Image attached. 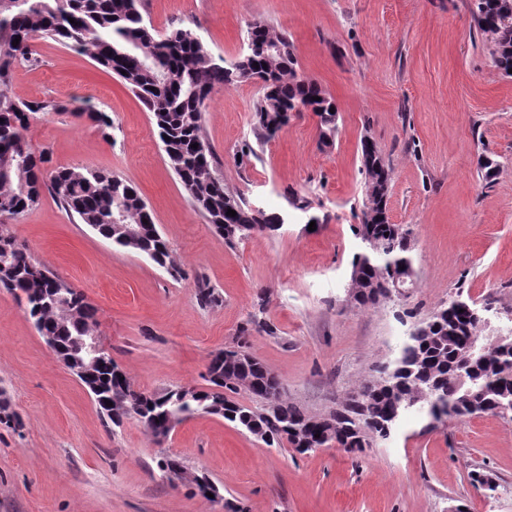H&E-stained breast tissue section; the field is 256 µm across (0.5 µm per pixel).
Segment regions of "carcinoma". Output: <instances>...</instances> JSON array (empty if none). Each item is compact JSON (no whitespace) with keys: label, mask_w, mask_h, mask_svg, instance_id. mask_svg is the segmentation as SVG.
<instances>
[{"label":"carcinoma","mask_w":512,"mask_h":512,"mask_svg":"<svg viewBox=\"0 0 512 512\" xmlns=\"http://www.w3.org/2000/svg\"><path fill=\"white\" fill-rule=\"evenodd\" d=\"M471 22L486 43L494 66L505 76L512 68V0H469ZM74 22H69V19ZM54 40L89 56L114 73L150 112L169 166L207 222L232 244L254 233L274 232L283 216L252 207L224 187L213 172L215 157L203 136V112L217 87L256 79L261 95L254 108L257 140L268 142L288 124L289 113L311 112L320 138L338 130L339 106L323 88L299 73L293 43L263 19L247 24L246 50L234 61L214 57L193 32L173 29L163 35L147 24L141 0H0V216L16 218L49 193L80 223L112 243L149 257L170 275L169 248L138 191L118 176L100 170L48 168L49 159L27 138L31 119L58 110L51 101H17L8 85L13 68L39 64L30 41L34 35ZM19 44L14 46V39ZM320 100H314V97ZM198 148H192V145ZM365 187L378 204L371 224L353 227L359 250L353 254V276L360 306L391 298L394 274L413 270L411 230L384 214L390 168L370 138L360 142ZM236 216L227 215L228 210ZM136 228L127 238L114 231L113 217ZM0 285L25 300L24 313L51 336L61 356H81V342L96 333V309L85 295L49 267L32 260L10 237L0 235ZM476 308L462 293L440 305L409 334L399 357L379 370L380 377L351 396L342 408L313 417L282 399L280 380L246 351L247 341L224 350V362L209 369L206 390L174 386L161 392L136 390L112 355L84 384L104 417L149 416L163 425L182 423L196 413L223 418L260 438L268 447L288 444L301 454L338 445L362 453L376 434L389 438L400 420L416 413L428 425L474 415L477 405L496 408L512 403V331L467 353L464 339L483 337L479 320L459 312L457 304ZM247 385L261 402L253 409L237 402ZM112 405H106V402ZM0 424L22 427L19 416L0 400Z\"/></svg>","instance_id":"cac0c4a2"}]
</instances>
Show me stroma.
Masks as SVG:
<instances>
[{
  "label": "stroma",
  "instance_id": "stroma-1",
  "mask_svg": "<svg viewBox=\"0 0 512 512\" xmlns=\"http://www.w3.org/2000/svg\"><path fill=\"white\" fill-rule=\"evenodd\" d=\"M142 14L158 32L196 33L229 61L246 48L247 23L266 20L288 34L300 73L336 100L340 117L329 144L312 113L296 112L260 145L258 84L213 92L203 132L216 175L284 218L278 231L231 244L194 206L131 90L88 56L33 37L40 63L15 69L9 90L63 109L38 114L32 144L52 166L134 185L182 275L112 245L48 194L0 220V232L84 293L135 389L206 387L212 354L243 335L288 402L326 417L456 292L512 309V77L493 66L468 0H143ZM91 111L110 116L109 132L87 120ZM366 136L391 167L390 220L412 231L414 286L364 308L349 284ZM246 143L255 155L238 158ZM483 154L500 164L489 184L477 167ZM293 193L309 211L287 203ZM202 287L219 303L200 305ZM0 394L23 423L0 425V512H213L196 474L218 488L224 512H512V421L485 414L431 429L410 415L364 452L301 454L200 413L159 442L136 420L105 419L1 287ZM163 452L181 462L183 479L159 471Z\"/></svg>",
  "mask_w": 512,
  "mask_h": 512
}]
</instances>
